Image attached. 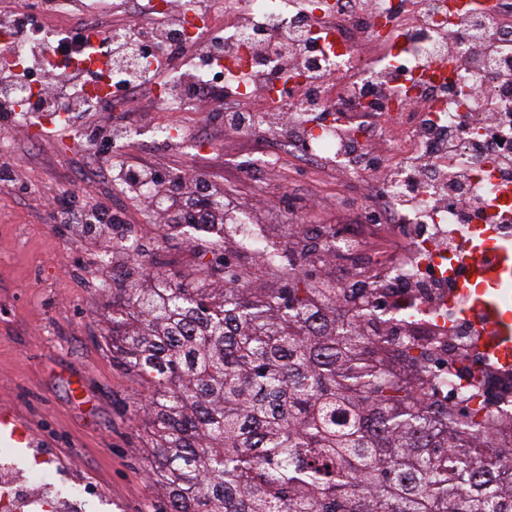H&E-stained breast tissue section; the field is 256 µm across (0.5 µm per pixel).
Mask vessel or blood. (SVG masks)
Here are the masks:
<instances>
[{
  "label": "vessel or blood",
  "mask_w": 512,
  "mask_h": 512,
  "mask_svg": "<svg viewBox=\"0 0 512 512\" xmlns=\"http://www.w3.org/2000/svg\"><path fill=\"white\" fill-rule=\"evenodd\" d=\"M458 259L464 274L457 284V292L467 299L469 310L478 322L480 350L512 371V314L504 312L498 295L484 296L475 291L476 286L485 282H512V242L498 244L487 252L470 243L460 251ZM2 437L29 448L41 442L33 425L7 406L0 408Z\"/></svg>",
  "instance_id": "b4317fda"
}]
</instances>
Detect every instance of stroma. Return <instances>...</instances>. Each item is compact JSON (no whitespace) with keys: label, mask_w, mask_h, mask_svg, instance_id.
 <instances>
[{"label":"stroma","mask_w":512,"mask_h":512,"mask_svg":"<svg viewBox=\"0 0 512 512\" xmlns=\"http://www.w3.org/2000/svg\"><path fill=\"white\" fill-rule=\"evenodd\" d=\"M155 89L129 109L101 102L65 128L33 133L17 126L0 131V159L10 161L24 192L0 185V405L32 422L44 438L50 466L101 489L88 512H155L163 493L148 464L145 431L148 381L112 362L106 319L113 277L134 260L111 253L112 237L142 244L140 263L193 275L202 253L187 233L161 236L153 206L111 179L112 151H83L75 141L92 130L121 123L144 134L158 123L178 122L182 134L153 151L135 148L127 158L170 176L203 175L236 208L248 210L271 235L311 242L326 228L344 230L363 218L370 189L342 180L333 170L307 173L291 160L264 168L252 143L225 132L223 113L209 100L183 112L157 108ZM63 187L69 202L122 212L124 225L83 233L61 223L49 187ZM86 378L95 409L81 414L68 375Z\"/></svg>","instance_id":"obj_1"}]
</instances>
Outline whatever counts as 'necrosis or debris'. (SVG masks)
<instances>
[{
    "label": "necrosis or debris",
    "instance_id": "1",
    "mask_svg": "<svg viewBox=\"0 0 512 512\" xmlns=\"http://www.w3.org/2000/svg\"><path fill=\"white\" fill-rule=\"evenodd\" d=\"M422 14L397 29L400 0H212L230 29L224 40L211 38L195 0H184L174 24V42L203 44L215 59L224 83L235 85L238 99L262 92L265 106L250 124L238 127L244 139L258 141L269 169L292 152L312 168L332 164L343 179L372 186L380 205L396 218L387 246L367 251V224L344 232L323 231L321 242L346 268L338 286L364 288L384 297V311L405 315L399 339L427 350L436 377L435 400L471 408L482 406L499 423L497 441L512 444V372L485 365L472 349L476 323L464 298L449 299L447 260L473 238L483 218L512 213V202L498 196L507 178L501 165L512 154V83L486 49L488 43L512 45L500 29L512 0H494L480 15L454 14V0H421ZM328 13L353 34L340 49L318 45L315 21ZM163 5L133 17L126 29L48 45L39 66L62 64L71 71L89 67L87 43L108 50L112 59L107 86H94L88 101L108 98L147 68L131 59L128 47L137 29L169 24ZM385 46L381 67L365 65L360 48ZM210 71L175 78L159 87V104L179 112L194 104V88L213 85ZM367 115L369 127L347 123L342 115ZM240 246L259 258L285 254L287 244L268 238L249 214L238 216ZM47 471L21 468L12 451L0 448V512H86L88 492L53 498Z\"/></svg>",
    "mask_w": 512,
    "mask_h": 512
}]
</instances>
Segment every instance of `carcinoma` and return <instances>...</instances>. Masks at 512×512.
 I'll list each match as a JSON object with an SVG mask.
<instances>
[{"label": "carcinoma", "mask_w": 512, "mask_h": 512, "mask_svg": "<svg viewBox=\"0 0 512 512\" xmlns=\"http://www.w3.org/2000/svg\"><path fill=\"white\" fill-rule=\"evenodd\" d=\"M228 224H188L212 258L194 283L143 268L112 281V362L147 379L160 512H512V446L480 410L427 397L425 351L338 299L313 246L240 268Z\"/></svg>", "instance_id": "cac0c4a2"}]
</instances>
